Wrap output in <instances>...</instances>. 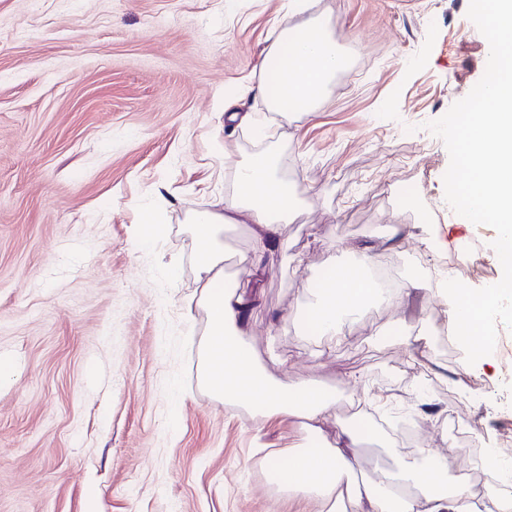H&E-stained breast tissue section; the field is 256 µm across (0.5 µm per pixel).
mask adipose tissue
Masks as SVG:
<instances>
[{"instance_id":"ef3b65f1","label":"adipose tissue","mask_w":512,"mask_h":512,"mask_svg":"<svg viewBox=\"0 0 512 512\" xmlns=\"http://www.w3.org/2000/svg\"><path fill=\"white\" fill-rule=\"evenodd\" d=\"M331 27L328 18L313 31L290 25L287 17H274L262 69L276 83L236 86L224 101L228 121L237 119L238 103L256 96L266 98L276 112L314 111L323 102L328 83L346 63ZM300 202L296 187L280 177L274 154L263 151L237 163L229 197L191 215L199 253L196 281L208 314L201 366L204 385L217 400L239 402L261 415L297 423L308 445L290 454L284 470L278 466L277 454L267 453L266 467L291 493L314 503L318 512H499L500 498L477 496L455 480L458 450L454 447L440 454L422 445L416 456L393 458L378 476H365L361 434L341 424L335 387L321 386L308 377L279 385L254 359L243 340L250 310L247 287L224 280V227L251 225L247 260L259 272L285 249L281 226L290 221ZM399 242L394 228L380 243L351 244L357 264L333 263L328 274L315 281L319 300L307 316V327L320 336L342 335V324L355 306L369 296L383 297L367 271Z\"/></svg>"}]
</instances>
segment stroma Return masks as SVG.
Masks as SVG:
<instances>
[{"label":"stroma","instance_id":"1","mask_svg":"<svg viewBox=\"0 0 512 512\" xmlns=\"http://www.w3.org/2000/svg\"><path fill=\"white\" fill-rule=\"evenodd\" d=\"M0 0V512H317L277 490L264 451L304 433L214 399L199 381L207 316L195 294L189 216L231 192L229 169L257 153L228 130L224 99L259 82L275 14L328 15L348 56L321 106L268 121L266 149L302 198L282 227L246 341L283 385L363 373L414 402L423 377L439 413L422 439L466 427L512 437V368L468 365L451 347L443 295L366 303L341 342L314 344L299 320L313 279L359 240L399 225L386 252L403 279L430 278L459 215L445 200L449 154L428 130L482 78L485 37L469 0ZM416 129L432 144L402 137ZM229 159H216L220 150ZM158 230L146 234L147 225ZM251 227L224 232L232 278L251 279ZM428 342L413 372L391 323ZM366 474L400 455L373 415Z\"/></svg>","mask_w":512,"mask_h":512}]
</instances>
